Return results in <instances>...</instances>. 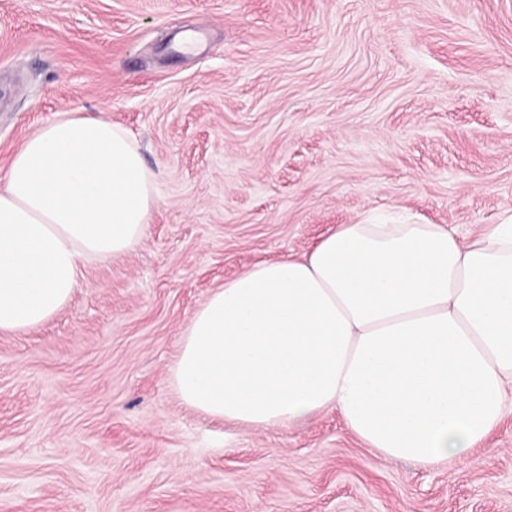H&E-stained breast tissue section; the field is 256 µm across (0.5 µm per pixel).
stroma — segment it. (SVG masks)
Masks as SVG:
<instances>
[{"mask_svg": "<svg viewBox=\"0 0 512 512\" xmlns=\"http://www.w3.org/2000/svg\"><path fill=\"white\" fill-rule=\"evenodd\" d=\"M157 175L145 236L0 334V512H512V412L449 467L169 381L197 307L339 224L512 221V0H0V183L61 112Z\"/></svg>", "mask_w": 512, "mask_h": 512, "instance_id": "obj_1", "label": "stroma"}]
</instances>
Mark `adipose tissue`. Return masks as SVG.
<instances>
[{"label": "adipose tissue", "instance_id": "obj_1", "mask_svg": "<svg viewBox=\"0 0 512 512\" xmlns=\"http://www.w3.org/2000/svg\"><path fill=\"white\" fill-rule=\"evenodd\" d=\"M137 142L65 112L0 185V332L37 329L90 261L125 254L157 205ZM170 382L198 411L301 429L336 410L385 459L437 468L499 425L512 386V224H340L300 258L225 282L183 330Z\"/></svg>", "mask_w": 512, "mask_h": 512}]
</instances>
